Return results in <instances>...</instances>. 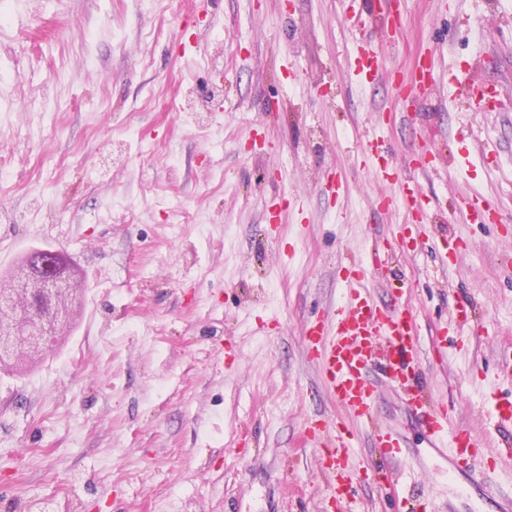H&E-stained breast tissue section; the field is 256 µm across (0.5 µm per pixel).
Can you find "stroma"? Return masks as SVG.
I'll use <instances>...</instances> for the list:
<instances>
[{
	"label": "stroma",
	"mask_w": 512,
	"mask_h": 512,
	"mask_svg": "<svg viewBox=\"0 0 512 512\" xmlns=\"http://www.w3.org/2000/svg\"><path fill=\"white\" fill-rule=\"evenodd\" d=\"M399 8L395 39L376 0H0V273L43 247L84 281L69 337L0 372V512H322L304 425L343 411L303 331L401 221L370 204L381 185L359 145L374 136L392 167L437 154L420 186L467 247L446 269L423 239L390 272L431 390L493 461L491 404L512 398V240L453 202L483 192L512 225V90L483 112L450 78L512 82V0ZM356 36L406 74L427 55L438 92L359 84ZM463 296L480 329L436 357ZM374 419L404 440L401 496L446 497L447 464L391 384Z\"/></svg>",
	"instance_id": "35a3bbf8"
}]
</instances>
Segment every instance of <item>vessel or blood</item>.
I'll return each mask as SVG.
<instances>
[{"label": "vessel or blood", "instance_id": "vessel-or-blood-1", "mask_svg": "<svg viewBox=\"0 0 512 512\" xmlns=\"http://www.w3.org/2000/svg\"><path fill=\"white\" fill-rule=\"evenodd\" d=\"M353 65L362 80L369 83L375 82L383 69L380 57L360 41L354 44ZM390 84L410 95L426 94L432 91L435 76L426 59L418 58L410 75L391 71ZM461 88L485 112L494 110L502 93L499 85L489 83L477 86L465 82ZM362 153L378 178L398 186L408 221L396 225L391 244L375 241L364 250L354 273L346 279V302L310 322L305 330L307 357L316 368L325 392L335 398L346 417L370 426L372 445L378 448L383 460L400 462L405 452L394 430L374 423L376 389L366 376L372 368L406 394L409 404L421 417L431 452L447 461L449 475H465L483 456L484 444L468 427L452 424L447 401L427 391L418 354L417 316L404 301L400 287L387 278L393 249L408 244L411 235L432 234L439 257L446 264L456 260L460 242L447 231L429 228L430 202L418 184V175L426 168L422 160L414 158L404 167L391 168L385 159L387 147L376 138L366 141ZM395 197L381 193L372 198L371 205L387 209ZM458 207L473 223L494 224L499 220L496 204L478 191L463 198ZM373 277L384 278L388 303L381 304L372 298L369 280ZM448 325L458 335L468 334L473 325L470 304L462 301L454 305L448 312ZM492 417L502 436L497 458L512 460V402L494 404ZM304 429L323 449L320 458L323 492L333 512H346L353 484L362 477L360 469L349 465L356 434L344 419L332 422L315 418L307 421ZM495 473V466L484 467L482 482L470 483L465 494L493 512H512V494L496 492Z\"/></svg>", "mask_w": 512, "mask_h": 512}]
</instances>
